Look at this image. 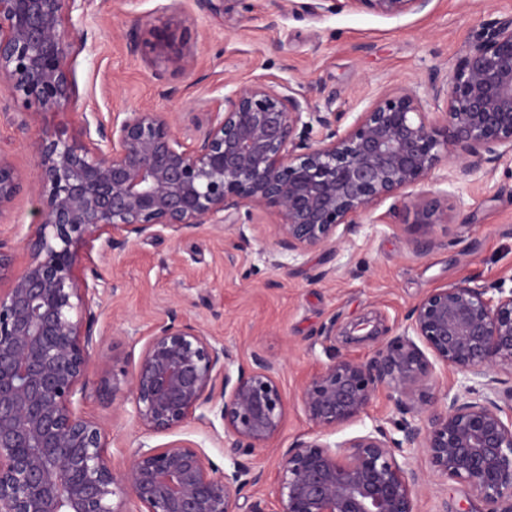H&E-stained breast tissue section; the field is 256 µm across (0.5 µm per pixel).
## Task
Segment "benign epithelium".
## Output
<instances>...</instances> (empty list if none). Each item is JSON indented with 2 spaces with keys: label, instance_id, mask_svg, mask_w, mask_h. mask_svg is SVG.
<instances>
[{
  "label": "benign epithelium",
  "instance_id": "benign-epithelium-1",
  "mask_svg": "<svg viewBox=\"0 0 512 512\" xmlns=\"http://www.w3.org/2000/svg\"><path fill=\"white\" fill-rule=\"evenodd\" d=\"M88 0H0V76L36 129L29 148L40 171L38 223L23 238L25 265L12 268L0 241V512H240L263 472L243 463L219 473L194 442L140 446L126 469L107 453L105 425L81 409L94 338L90 301L107 290L95 256L164 231L173 237L232 216L275 221L277 247L294 256L336 244L393 200L412 206L423 228L448 210V196L409 189L449 161L455 179L512 156V17L490 19L452 70L432 71L425 90L400 88L375 99L355 122L321 109L310 91L270 75L224 83V109L176 121L142 108L108 125L81 119L78 136L43 127L74 95L67 66L85 42L72 13ZM431 0H311L314 16L345 9L388 18L419 13ZM232 18L246 0H203ZM27 187L0 153V215ZM380 336L369 317L350 325ZM230 347L171 312L157 323L131 370L112 374L146 432L172 434L219 410L227 453L249 455L281 432L286 401L278 361L253 354L235 366ZM461 375L432 392L435 364ZM512 287L466 279L430 289L394 338L367 361L338 358L301 391L316 434L283 455L274 512H418L420 449L431 466L468 485L480 507L512 512ZM397 395L395 431L374 422L364 434L328 436L362 420L377 391ZM401 433L395 437L394 432Z\"/></svg>",
  "mask_w": 512,
  "mask_h": 512
}]
</instances>
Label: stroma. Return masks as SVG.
<instances>
[{"label":"stroma","instance_id":"35a3bbf8","mask_svg":"<svg viewBox=\"0 0 512 512\" xmlns=\"http://www.w3.org/2000/svg\"><path fill=\"white\" fill-rule=\"evenodd\" d=\"M248 3L243 17L228 20L203 9L199 0H104L88 12L85 45H73L67 58L76 85L71 110L47 113L45 127L74 135L82 113L107 123L115 113L146 106L171 113L187 135L193 131L187 115L199 103L223 105L225 79L247 84L266 75L307 88L324 83L315 100L331 103L351 123L378 96L424 83L433 68L452 69L485 20L512 16V0H431L424 11L398 19L356 11L280 16L270 0ZM130 13L141 18L134 53L124 24ZM160 29L172 51H160ZM23 118L0 77V152L34 184L39 169L27 148L33 132L22 128ZM452 169L440 164L413 189L448 197L447 214L424 232L414 210L393 218L383 204L357 233L289 259L284 268L272 263L277 232L262 216L243 234L231 223L220 232L204 223L179 237L135 240L98 261L97 272L111 288L91 306L95 331L114 366H90L83 409L107 424L115 465L127 466L139 445L168 441L145 433L130 415L113 419L112 373L129 368L152 327L174 309L232 346L238 364L251 366L257 351L280 363L285 425L268 449L241 458L263 471L258 496L273 504L283 453L316 431L301 404L303 385L334 359L368 360L377 345L373 338L346 339L339 328L368 315L395 330L430 289L512 275V157L459 181L447 180ZM36 205L25 192L0 215V237L12 244L18 268L27 260L18 241L28 233ZM423 235L433 242L425 252L415 246ZM178 436L195 442L219 469L232 470L223 429L195 422ZM410 466L421 478L419 512H468L476 505L474 491L435 470L424 453Z\"/></svg>","mask_w":512,"mask_h":512}]
</instances>
